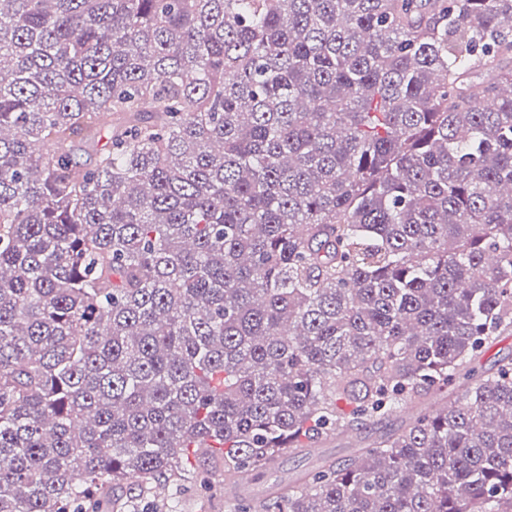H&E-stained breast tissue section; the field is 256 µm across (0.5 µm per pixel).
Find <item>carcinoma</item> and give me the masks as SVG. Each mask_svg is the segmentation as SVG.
<instances>
[{"label": "carcinoma", "mask_w": 512, "mask_h": 512, "mask_svg": "<svg viewBox=\"0 0 512 512\" xmlns=\"http://www.w3.org/2000/svg\"><path fill=\"white\" fill-rule=\"evenodd\" d=\"M506 85L512 0H0V512H512ZM317 455L305 454L296 457H286L274 468L272 474L259 479L253 487L257 496L263 494L267 486L275 481L288 482V479L304 470L311 469L316 464ZM218 485L220 483L213 484L211 480L209 489L191 492L182 506V512H234L236 506L232 501L224 499Z\"/></svg>", "instance_id": "1"}]
</instances>
